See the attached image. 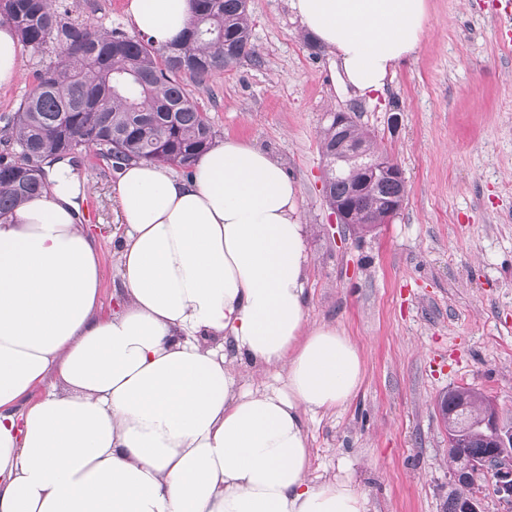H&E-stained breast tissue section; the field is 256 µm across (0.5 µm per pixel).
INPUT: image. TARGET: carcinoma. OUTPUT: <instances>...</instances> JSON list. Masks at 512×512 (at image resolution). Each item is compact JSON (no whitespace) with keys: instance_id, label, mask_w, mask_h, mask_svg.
Wrapping results in <instances>:
<instances>
[{"instance_id":"obj_1","label":"carcinoma","mask_w":512,"mask_h":512,"mask_svg":"<svg viewBox=\"0 0 512 512\" xmlns=\"http://www.w3.org/2000/svg\"><path fill=\"white\" fill-rule=\"evenodd\" d=\"M188 29L176 42L157 46L144 36L116 27L102 32L69 21L52 0H0V24L13 26L23 45L47 61L16 111L1 117L0 219L25 199L48 187L45 167L66 155L94 152L106 161L145 160L184 171L213 143L209 116L185 88L184 79L201 81L247 61H258L251 43V17L245 0H189ZM56 40L66 68L52 61ZM358 169L340 175L326 170L324 190L350 195ZM403 186L387 182L374 195L354 200L357 219L376 221L383 212L375 201L399 198ZM452 389L441 406L463 423L451 428L453 453L478 456L487 450L488 426L478 424Z\"/></svg>"}]
</instances>
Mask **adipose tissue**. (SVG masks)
Wrapping results in <instances>:
<instances>
[{
	"label": "adipose tissue",
	"instance_id": "adipose-tissue-1",
	"mask_svg": "<svg viewBox=\"0 0 512 512\" xmlns=\"http://www.w3.org/2000/svg\"><path fill=\"white\" fill-rule=\"evenodd\" d=\"M289 6L363 94L425 31L426 0ZM125 13L159 45L190 20L189 0ZM47 180L0 220V512H368L351 480L309 477L303 416L349 402L364 366L339 328L307 322V227L283 166L230 136L187 177L124 164V298L106 316L87 188L64 160ZM246 365L269 383L244 387Z\"/></svg>",
	"mask_w": 512,
	"mask_h": 512
}]
</instances>
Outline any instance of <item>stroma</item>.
Segmentation results:
<instances>
[{
    "label": "stroma",
    "mask_w": 512,
    "mask_h": 512,
    "mask_svg": "<svg viewBox=\"0 0 512 512\" xmlns=\"http://www.w3.org/2000/svg\"><path fill=\"white\" fill-rule=\"evenodd\" d=\"M126 0H59L72 19L128 29ZM418 50L360 94L304 30L289 0H249L255 62L187 85L217 137L280 160L300 187L312 257L309 323L335 324L363 354L345 406L305 419L310 477L350 479L368 512H441L450 488L448 433L436 403L468 386L512 419V0H426ZM349 113L401 166L406 198L391 223H334L320 136ZM85 223L103 265L102 312L123 292L118 169L86 155Z\"/></svg>",
    "instance_id": "obj_1"
}]
</instances>
